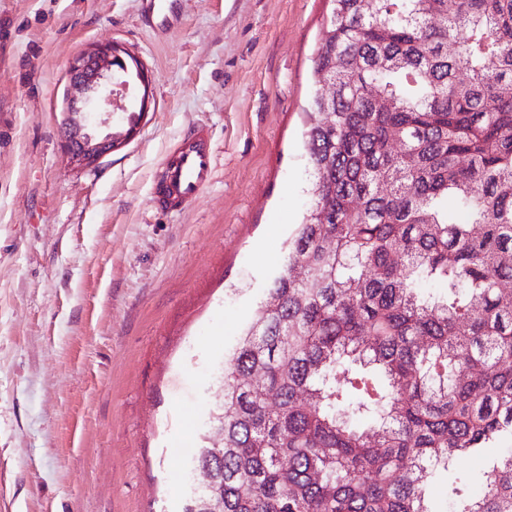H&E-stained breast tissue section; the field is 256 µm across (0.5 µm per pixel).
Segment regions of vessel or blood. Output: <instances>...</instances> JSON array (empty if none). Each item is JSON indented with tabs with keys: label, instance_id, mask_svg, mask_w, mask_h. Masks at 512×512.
Returning a JSON list of instances; mask_svg holds the SVG:
<instances>
[{
	"label": "vessel or blood",
	"instance_id": "obj_1",
	"mask_svg": "<svg viewBox=\"0 0 512 512\" xmlns=\"http://www.w3.org/2000/svg\"><path fill=\"white\" fill-rule=\"evenodd\" d=\"M214 162V143L207 129H194L179 140L156 174L159 208L178 212L195 201L213 179Z\"/></svg>",
	"mask_w": 512,
	"mask_h": 512
}]
</instances>
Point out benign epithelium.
<instances>
[{
	"label": "benign epithelium",
	"instance_id": "7a95c632",
	"mask_svg": "<svg viewBox=\"0 0 512 512\" xmlns=\"http://www.w3.org/2000/svg\"><path fill=\"white\" fill-rule=\"evenodd\" d=\"M125 75L123 84L130 83L142 90L140 113H146L150 105V86L147 71L137 56L124 46L113 43L94 45L74 57L68 67V93L62 112L64 130L63 146L71 163L82 167H91L104 156L118 150L136 134L138 124L130 123L120 136L108 131L97 134L90 131L88 114L95 102L108 107L107 114H112L110 106L112 92L106 83L112 75L114 64Z\"/></svg>",
	"mask_w": 512,
	"mask_h": 512
}]
</instances>
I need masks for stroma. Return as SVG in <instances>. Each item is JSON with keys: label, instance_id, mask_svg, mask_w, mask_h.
Listing matches in <instances>:
<instances>
[{"label": "stroma", "instance_id": "obj_1", "mask_svg": "<svg viewBox=\"0 0 512 512\" xmlns=\"http://www.w3.org/2000/svg\"><path fill=\"white\" fill-rule=\"evenodd\" d=\"M330 0H0V512H182L176 453L209 434L225 354L309 206L303 149ZM118 43L150 77L137 135L70 163L73 56ZM215 174L178 213L154 174L197 127Z\"/></svg>", "mask_w": 512, "mask_h": 512}]
</instances>
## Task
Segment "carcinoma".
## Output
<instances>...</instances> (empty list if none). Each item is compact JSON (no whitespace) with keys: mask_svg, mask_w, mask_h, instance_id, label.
Returning a JSON list of instances; mask_svg holds the SVG:
<instances>
[{"mask_svg":"<svg viewBox=\"0 0 512 512\" xmlns=\"http://www.w3.org/2000/svg\"><path fill=\"white\" fill-rule=\"evenodd\" d=\"M330 2L311 206L183 512H433L430 467L459 456L485 483L455 477L448 512H512V0Z\"/></svg>","mask_w":512,"mask_h":512,"instance_id":"1","label":"carcinoma"}]
</instances>
